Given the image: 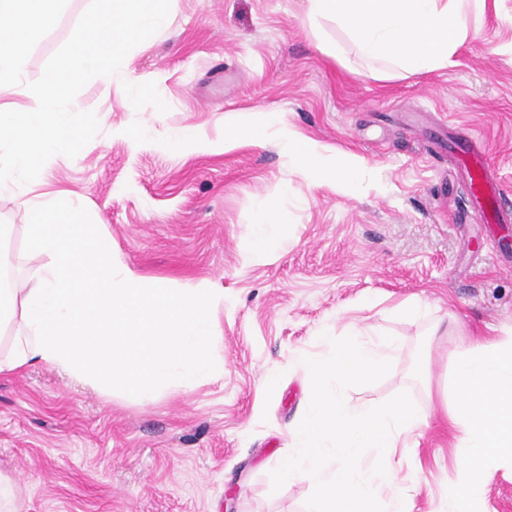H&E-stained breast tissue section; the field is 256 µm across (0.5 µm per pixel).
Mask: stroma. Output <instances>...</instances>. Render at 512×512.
<instances>
[{"mask_svg": "<svg viewBox=\"0 0 512 512\" xmlns=\"http://www.w3.org/2000/svg\"><path fill=\"white\" fill-rule=\"evenodd\" d=\"M90 0H66L29 45L23 82L37 80ZM307 0H171L166 29L136 46L117 76L91 80L73 108L100 129L75 157L53 156L39 192H64L112 238L115 262L167 288L224 294L213 313L221 378L166 388L147 401L105 396L48 365L0 376V479L14 512H306L307 484L274 489L271 473L306 410L299 354L323 353V325L400 339L380 381L348 388L353 402L408 392L429 426L396 448L400 472L421 467L412 512H442L457 480L435 379L464 341L512 329V247L481 222L455 145L479 139L512 213V0L466 4L472 32L454 66L380 78L334 20L314 37ZM337 47L338 55L327 54ZM154 87L137 89L139 79ZM363 165L339 187L302 170L275 140L225 146L249 111ZM196 142L180 145L182 128ZM279 250L245 263L265 203ZM12 225L4 254L32 268L26 218L0 192ZM418 299L428 319L397 316ZM278 373L274 385L263 378Z\"/></svg>", "mask_w": 512, "mask_h": 512, "instance_id": "1", "label": "stroma"}]
</instances>
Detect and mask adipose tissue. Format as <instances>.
Masks as SVG:
<instances>
[{
	"instance_id": "adipose-tissue-1",
	"label": "adipose tissue",
	"mask_w": 512,
	"mask_h": 512,
	"mask_svg": "<svg viewBox=\"0 0 512 512\" xmlns=\"http://www.w3.org/2000/svg\"><path fill=\"white\" fill-rule=\"evenodd\" d=\"M308 19L331 18L354 42L360 57L382 63V77L453 65L470 27L461 0H308ZM59 0H0V90L18 87L31 39L54 22ZM265 131L280 140L298 165L317 179L346 185L360 165L328 155L317 142L257 109L228 131L225 145ZM445 416L456 430L458 479L446 512H489L485 487L495 472L512 469V336L460 345L451 389H438Z\"/></svg>"
}]
</instances>
